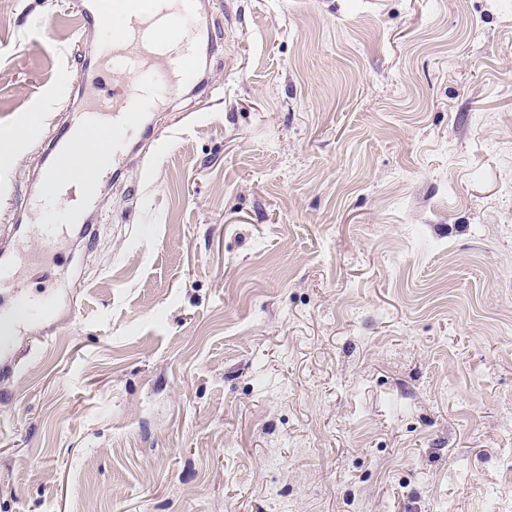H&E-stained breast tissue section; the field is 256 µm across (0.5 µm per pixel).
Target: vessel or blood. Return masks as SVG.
Returning <instances> with one entry per match:
<instances>
[{"label":"vessel or blood","mask_w":512,"mask_h":512,"mask_svg":"<svg viewBox=\"0 0 512 512\" xmlns=\"http://www.w3.org/2000/svg\"><path fill=\"white\" fill-rule=\"evenodd\" d=\"M144 8L142 0H114L111 12L99 10L94 0H84L82 19L85 25L111 30L112 35L100 44L99 54L109 60L114 71L131 75V82L113 83L107 94H100L97 72L80 73L78 82L95 89L91 106L72 111L65 127L52 138L56 155L67 156L87 142L90 129L108 125L112 143L100 163L86 175L88 184L108 176H120L132 156L128 146L140 133L142 113L137 103L153 101L157 92L149 79L152 72H163L171 89H179L188 74V60L203 48L199 31L210 28L208 15L201 12L198 0H152ZM72 205L68 221L60 223L12 224L0 241V385L13 377L24 356L19 345L29 330L48 339L58 325L57 302L44 293L29 292L27 278L43 270L49 254L74 236L94 238V228L79 224L87 203L76 186L60 183L54 166H47L40 196L30 205L33 215L41 216L55 209L59 197Z\"/></svg>","instance_id":"b4317fda"}]
</instances>
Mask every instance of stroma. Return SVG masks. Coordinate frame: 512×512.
Returning <instances> with one entry per match:
<instances>
[{
	"label": "stroma",
	"mask_w": 512,
	"mask_h": 512,
	"mask_svg": "<svg viewBox=\"0 0 512 512\" xmlns=\"http://www.w3.org/2000/svg\"><path fill=\"white\" fill-rule=\"evenodd\" d=\"M0 395V512H512V0H202ZM103 36L0 0V223Z\"/></svg>",
	"instance_id": "1"
}]
</instances>
